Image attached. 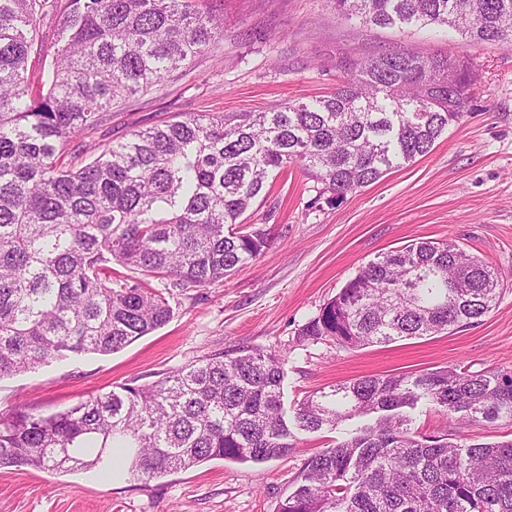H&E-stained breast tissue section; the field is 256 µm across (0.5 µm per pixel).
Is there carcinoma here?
Returning <instances> with one entry per match:
<instances>
[{"mask_svg":"<svg viewBox=\"0 0 512 512\" xmlns=\"http://www.w3.org/2000/svg\"><path fill=\"white\" fill-rule=\"evenodd\" d=\"M365 26L451 27L512 47V0H332ZM49 0H0V378L70 354L116 353L165 326L173 288L224 280L270 246L243 215L292 165L338 202L428 155L468 112L463 56L385 50L336 62L330 96L265 112L187 113L108 143L76 167L69 146L112 104L159 86L224 39L206 0H67L33 92L28 60ZM495 272L457 244L417 242L369 261L297 330V345L389 344L473 326ZM290 351L202 357L150 385L123 383L49 416L0 417V468H95L144 485L215 460L287 457L296 433L346 424L310 456L276 512H512V440L463 429L512 423V374L465 365L369 376L284 402ZM424 406L456 421L422 435ZM467 434H469V440H478L479 442L505 441L512 438V426L500 422H484L470 428Z\"/></svg>","mask_w":512,"mask_h":512,"instance_id":"1","label":"carcinoma"}]
</instances>
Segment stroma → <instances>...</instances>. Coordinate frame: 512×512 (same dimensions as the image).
<instances>
[{"mask_svg":"<svg viewBox=\"0 0 512 512\" xmlns=\"http://www.w3.org/2000/svg\"><path fill=\"white\" fill-rule=\"evenodd\" d=\"M224 39L160 87L139 92L82 135L85 157L99 146L186 112H262L330 95L336 60L414 48L466 56L476 95L461 123L428 155L335 203L295 166L280 173L248 223L271 245L230 278L174 289L164 327L108 355L55 360L0 380V416L18 407L47 416L119 383L147 385L203 356L237 348L290 350L284 400L386 374H418L463 363L512 372V50L472 44L453 30L365 28L331 0H209ZM452 241L500 280L483 321L387 345H296V332L347 280L380 253L419 241ZM337 432L299 434L287 458L267 463L212 460L149 484L103 481L97 470L0 469V512H275L305 459L334 445Z\"/></svg>","mask_w":512,"mask_h":512,"instance_id":"1","label":"stroma"}]
</instances>
